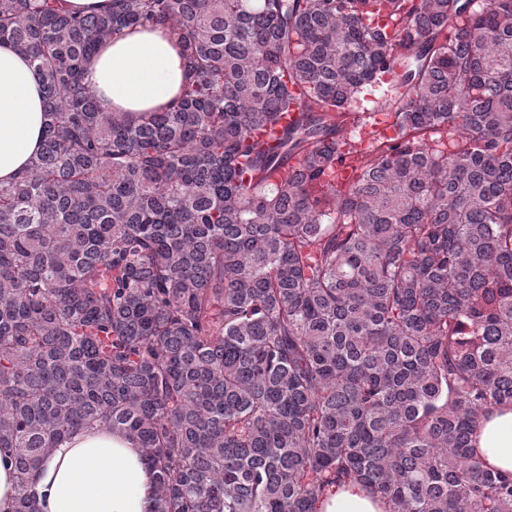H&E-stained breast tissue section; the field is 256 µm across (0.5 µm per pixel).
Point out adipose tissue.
<instances>
[{"label": "adipose tissue", "instance_id": "obj_1", "mask_svg": "<svg viewBox=\"0 0 512 512\" xmlns=\"http://www.w3.org/2000/svg\"><path fill=\"white\" fill-rule=\"evenodd\" d=\"M185 62L166 29L127 30L103 45L84 73L104 112H152L173 104ZM42 85L27 58L0 47V181L30 165L44 129ZM475 447L492 468L512 472V407L484 417ZM37 512H155L154 472L136 443L93 427L62 440L29 476ZM314 512H385L355 484H333Z\"/></svg>", "mask_w": 512, "mask_h": 512}]
</instances>
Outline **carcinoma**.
Listing matches in <instances>:
<instances>
[{
  "label": "carcinoma",
  "instance_id": "carcinoma-1",
  "mask_svg": "<svg viewBox=\"0 0 512 512\" xmlns=\"http://www.w3.org/2000/svg\"><path fill=\"white\" fill-rule=\"evenodd\" d=\"M156 26L178 100L100 111L86 64ZM2 45L46 112L0 185L16 512L85 426L141 448L156 512H312L338 481L385 512H512V472L473 445L512 405V0H0ZM392 72L395 135L324 182ZM297 116L296 111L281 114L276 124L260 127L254 132V137L265 147L273 146L278 142L282 127L288 125Z\"/></svg>",
  "mask_w": 512,
  "mask_h": 512
}]
</instances>
